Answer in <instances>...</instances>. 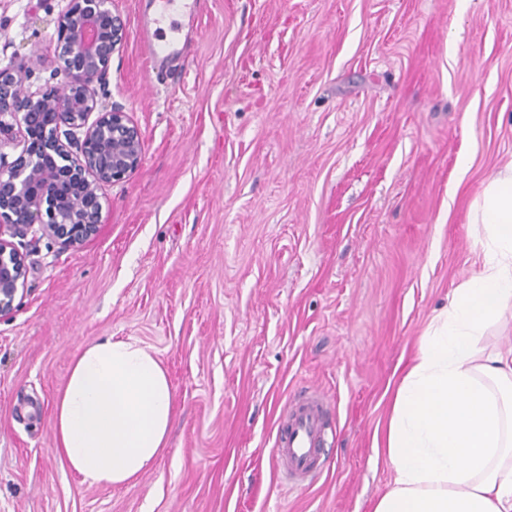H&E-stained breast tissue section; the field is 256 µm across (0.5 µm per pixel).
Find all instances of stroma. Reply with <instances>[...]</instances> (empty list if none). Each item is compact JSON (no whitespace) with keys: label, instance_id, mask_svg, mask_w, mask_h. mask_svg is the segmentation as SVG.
Wrapping results in <instances>:
<instances>
[{"label":"stroma","instance_id":"stroma-1","mask_svg":"<svg viewBox=\"0 0 512 512\" xmlns=\"http://www.w3.org/2000/svg\"><path fill=\"white\" fill-rule=\"evenodd\" d=\"M144 6L114 2L109 85L142 165L82 245L26 249L0 318V512H372L395 391L479 267L469 205L512 163V0H207L159 75ZM61 8L0 0V66L32 89L57 84ZM108 337L158 353L176 415L152 469L90 487L54 452V399ZM305 390L336 434L291 491L271 448Z\"/></svg>","mask_w":512,"mask_h":512}]
</instances>
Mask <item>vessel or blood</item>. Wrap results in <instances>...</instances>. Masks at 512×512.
<instances>
[{
  "instance_id": "vessel-or-blood-1",
  "label": "vessel or blood",
  "mask_w": 512,
  "mask_h": 512,
  "mask_svg": "<svg viewBox=\"0 0 512 512\" xmlns=\"http://www.w3.org/2000/svg\"><path fill=\"white\" fill-rule=\"evenodd\" d=\"M200 0H151L139 22L140 42L148 71L160 72L184 53V28L199 16ZM331 427L321 394L292 402L274 441L280 481L289 488L309 485L322 472V455Z\"/></svg>"
}]
</instances>
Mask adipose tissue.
I'll return each mask as SVG.
<instances>
[{
    "mask_svg": "<svg viewBox=\"0 0 512 512\" xmlns=\"http://www.w3.org/2000/svg\"><path fill=\"white\" fill-rule=\"evenodd\" d=\"M481 265L430 321L394 396V477L372 512H512V349H487L512 315V166L470 207ZM175 393L138 340L86 344L54 401L57 455L89 486L127 483L167 446Z\"/></svg>",
    "mask_w": 512,
    "mask_h": 512,
    "instance_id": "1",
    "label": "adipose tissue"
}]
</instances>
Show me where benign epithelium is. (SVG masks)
<instances>
[{"label":"benign epithelium","instance_id":"benign-epithelium-1","mask_svg":"<svg viewBox=\"0 0 512 512\" xmlns=\"http://www.w3.org/2000/svg\"><path fill=\"white\" fill-rule=\"evenodd\" d=\"M59 79L49 94L31 90L25 68L0 67V317L24 291L26 255L3 238L33 228L74 248L102 221L100 186L139 169L142 136L123 107L91 85H110L112 56L126 36L114 0H66L56 19ZM99 117L88 124L92 113Z\"/></svg>","mask_w":512,"mask_h":512}]
</instances>
